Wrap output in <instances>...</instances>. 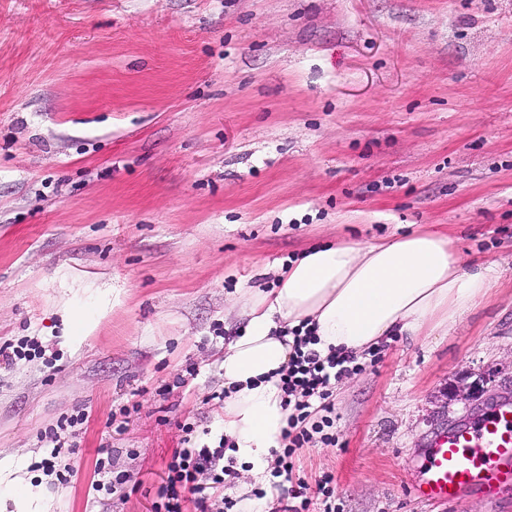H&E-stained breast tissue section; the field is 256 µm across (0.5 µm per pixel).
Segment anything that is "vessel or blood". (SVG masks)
I'll use <instances>...</instances> for the list:
<instances>
[{
	"mask_svg": "<svg viewBox=\"0 0 512 512\" xmlns=\"http://www.w3.org/2000/svg\"><path fill=\"white\" fill-rule=\"evenodd\" d=\"M412 491L419 499L448 504L466 494L512 491V404L499 406L479 425L440 434Z\"/></svg>",
	"mask_w": 512,
	"mask_h": 512,
	"instance_id": "1",
	"label": "vessel or blood"
}]
</instances>
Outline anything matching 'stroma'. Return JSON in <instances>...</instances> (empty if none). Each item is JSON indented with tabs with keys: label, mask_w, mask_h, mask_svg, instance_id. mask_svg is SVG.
Listing matches in <instances>:
<instances>
[{
	"label": "stroma",
	"mask_w": 512,
	"mask_h": 512,
	"mask_svg": "<svg viewBox=\"0 0 512 512\" xmlns=\"http://www.w3.org/2000/svg\"><path fill=\"white\" fill-rule=\"evenodd\" d=\"M422 224L498 287L361 356L294 475L336 512H512L409 493L437 436L512 403V0H0V348L44 350L0 360V512H151L182 425L218 443L241 290ZM78 414L63 486L38 464ZM107 457L130 481L91 497ZM490 375L482 376L478 380H475L471 383L464 382V379H461L458 385L452 386L449 391L448 389L444 393L446 396V403H448V398L450 400H459L464 402H470L473 400H477L484 393L487 392L484 384H487L490 381Z\"/></svg>",
	"instance_id": "obj_1"
}]
</instances>
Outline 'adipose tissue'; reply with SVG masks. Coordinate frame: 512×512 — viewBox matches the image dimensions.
Segmentation results:
<instances>
[{
  "mask_svg": "<svg viewBox=\"0 0 512 512\" xmlns=\"http://www.w3.org/2000/svg\"><path fill=\"white\" fill-rule=\"evenodd\" d=\"M500 279L497 264L463 262L454 237L431 227L377 242L319 243L288 260L273 288L244 291L247 323L224 348L222 426L232 455L259 481L282 443L280 372L293 329H313L321 353L357 356L394 336L456 324Z\"/></svg>",
  "mask_w": 512,
  "mask_h": 512,
  "instance_id": "1",
  "label": "adipose tissue"
}]
</instances>
